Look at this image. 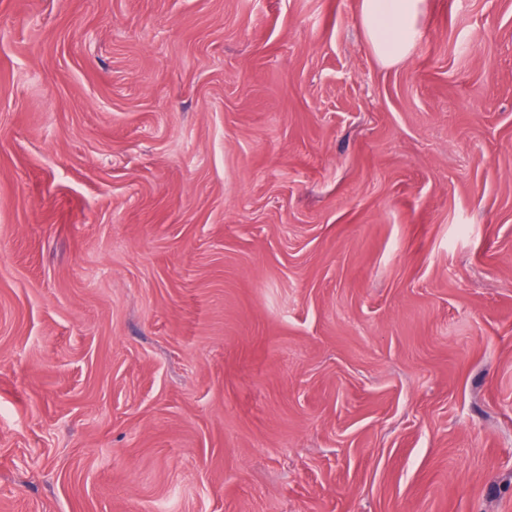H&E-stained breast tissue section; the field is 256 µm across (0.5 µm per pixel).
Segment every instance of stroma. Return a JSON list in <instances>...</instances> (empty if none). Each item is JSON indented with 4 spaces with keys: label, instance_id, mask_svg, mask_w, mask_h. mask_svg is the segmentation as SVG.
Instances as JSON below:
<instances>
[{
    "label": "stroma",
    "instance_id": "35a3bbf8",
    "mask_svg": "<svg viewBox=\"0 0 512 512\" xmlns=\"http://www.w3.org/2000/svg\"><path fill=\"white\" fill-rule=\"evenodd\" d=\"M0 0V512H512V0ZM423 0H362V22L377 57L396 63L410 53Z\"/></svg>",
    "mask_w": 512,
    "mask_h": 512
}]
</instances>
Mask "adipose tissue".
Listing matches in <instances>:
<instances>
[{
  "label": "adipose tissue",
  "instance_id": "1",
  "mask_svg": "<svg viewBox=\"0 0 512 512\" xmlns=\"http://www.w3.org/2000/svg\"><path fill=\"white\" fill-rule=\"evenodd\" d=\"M423 0H362V22L377 57L396 63L408 56L417 36Z\"/></svg>",
  "mask_w": 512,
  "mask_h": 512
}]
</instances>
